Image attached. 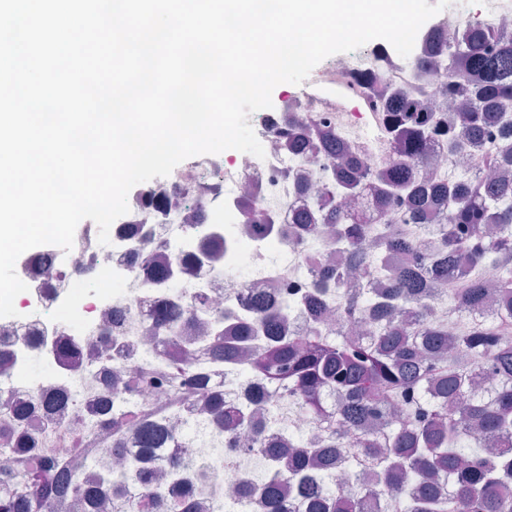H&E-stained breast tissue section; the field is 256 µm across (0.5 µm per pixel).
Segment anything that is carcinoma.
Here are the masks:
<instances>
[{"label":"carcinoma","mask_w":512,"mask_h":512,"mask_svg":"<svg viewBox=\"0 0 512 512\" xmlns=\"http://www.w3.org/2000/svg\"><path fill=\"white\" fill-rule=\"evenodd\" d=\"M431 48L448 56L445 92L459 104L458 127H445L416 111L403 92H393L383 110L397 156L377 176L322 124L289 120L294 147L327 151L335 161L330 183L293 234L333 227L345 261L328 267L292 309L283 297L257 292L252 314L234 338H224V312L214 319L213 366L236 367L255 378L260 387L250 396L254 406L272 414L287 405L316 421L319 436L309 442L273 432L257 413L225 402L218 378L194 369V348L164 322L153 332L182 349L181 356L163 375L138 370L124 383L130 392L158 384L172 400L191 387L224 437L235 439L248 429L250 447L278 466L253 487L268 512H290L284 479L303 498L306 512H512V208L503 205L512 197V156L481 158V169L501 171L492 182L481 174L455 185L417 176L437 135L448 136L452 151L491 128L512 135V122L501 112L512 105V34L470 19L452 40L439 28L429 30L424 50ZM374 176L381 210L401 205L402 224L416 225L419 237L388 224L374 251L369 225L351 223L334 203L336 196L362 197ZM430 211L446 213V222L428 223ZM487 260L502 271L496 311L451 336L449 318L486 306L488 288L476 268ZM352 270L378 273L384 287L349 282ZM332 294L337 323L327 321L322 300ZM444 295L445 311L439 304ZM93 413L100 429L92 438L74 436L77 450L89 451L101 436L119 448L130 431L141 454L126 458L119 470L100 468L93 488L82 490L72 483L67 463L50 458L37 438L21 431L0 437V457L17 462L0 468V485L8 484L0 512H67L81 491L92 512H104L127 481L138 485L142 497L126 504L125 512L155 503L160 512H190L185 499L168 496V484L198 461L186 457L166 470L150 465L155 451L175 440L167 408L125 411L112 401L109 382ZM343 455L351 474L360 456L374 457L376 502L326 491L323 480Z\"/></svg>","instance_id":"cac0c4a2"}]
</instances>
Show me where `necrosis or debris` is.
Instances as JSON below:
<instances>
[{
	"label": "necrosis or debris",
	"mask_w": 512,
	"mask_h": 512,
	"mask_svg": "<svg viewBox=\"0 0 512 512\" xmlns=\"http://www.w3.org/2000/svg\"><path fill=\"white\" fill-rule=\"evenodd\" d=\"M363 74L378 79L372 93L358 81ZM444 74V63L425 62L416 51L403 58L390 43L377 42L316 69L317 90L302 94L297 111L337 131L379 173L395 155L380 101L391 90L409 94L425 83L434 88L430 111L456 124V113L438 90ZM253 128L264 157L235 149L207 154L135 188L127 198L128 213L110 227L109 245H100L93 233L87 243L54 254L48 263L30 252L23 255L19 277L27 290L15 299L17 316L0 317V410H22L25 426L45 438L48 455L69 462L76 485L112 462L111 449L80 455L71 443L74 432L90 429V409L104 396L97 363L89 356L93 347L110 345L112 368L161 370L178 351L148 331L162 318L187 312L196 295L244 317L254 284L292 300L312 289L310 263L327 250L323 235L299 241L266 226L288 227L308 210L329 167L322 158L288 148L278 110L260 113ZM488 151L511 153L512 138L494 137L457 152L449 151L446 140H436L424 169L436 179L465 180ZM158 268L170 271L167 281L156 280ZM243 269L249 277H240ZM37 356L51 372L33 379L28 366ZM58 395L66 404L55 425L34 402ZM174 418L182 438L159 449L156 459L166 464L189 455L205 459V469L192 480L196 512H215L219 504L224 512H262L246 478L266 468L265 457L207 442L214 420L197 407L179 404Z\"/></svg>",
	"instance_id": "necrosis-or-debris-1"
}]
</instances>
